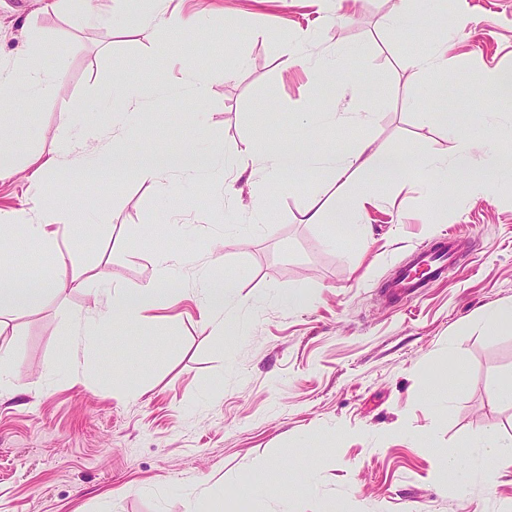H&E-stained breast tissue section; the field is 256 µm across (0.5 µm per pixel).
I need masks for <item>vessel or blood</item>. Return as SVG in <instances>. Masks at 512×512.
<instances>
[{"instance_id":"obj_1","label":"vessel or blood","mask_w":512,"mask_h":512,"mask_svg":"<svg viewBox=\"0 0 512 512\" xmlns=\"http://www.w3.org/2000/svg\"><path fill=\"white\" fill-rule=\"evenodd\" d=\"M462 252V240L452 236L413 251L387 281L386 294L400 302L413 300L425 288L447 278Z\"/></svg>"}]
</instances>
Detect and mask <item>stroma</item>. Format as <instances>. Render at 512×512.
<instances>
[{
    "label": "stroma",
    "instance_id": "1",
    "mask_svg": "<svg viewBox=\"0 0 512 512\" xmlns=\"http://www.w3.org/2000/svg\"><path fill=\"white\" fill-rule=\"evenodd\" d=\"M476 25L447 23L448 66L417 75L412 55L436 34L434 0H414L420 24L398 31L395 0H167L168 12L205 16L204 32L174 38L162 25L107 29L76 12L44 13L39 0H0V65L29 36L61 97L27 103L7 147L49 152L62 118L98 127L114 156L149 151L159 178L126 177L88 190L69 175L72 212L57 246L72 251L87 288L0 315V512H512V466L492 484L449 469V454L512 438V401L498 392L512 374V317L496 329L483 313L512 305V175L487 194L455 176L429 204L415 174L396 189L355 175L347 192L370 190L366 239L335 243L324 225L302 223L310 207L332 208L338 184L299 173L268 187L243 172L225 183L215 166L189 178L177 159L197 148L230 157L244 143L307 142L301 108L368 105L369 125L321 129L315 149L343 150L368 138L411 155H446L448 131L422 115L446 98L452 112L499 107L481 85L488 69H512V0H447ZM238 19L224 25L225 15ZM175 42L180 65L205 73L241 64L203 101L158 93L152 56ZM339 55L337 78L285 68L283 47ZM134 81L145 110L124 136V100ZM377 83L383 93L364 100ZM90 234H83V224ZM469 242L463 260L403 305L381 289L417 247L448 233ZM181 256V284L152 321H113L105 347L76 349V317L104 300L102 282L139 287L156 276L155 255ZM235 283L241 300L230 332L204 327L196 298L207 272ZM454 378L441 376L449 349ZM260 483L261 492L243 490Z\"/></svg>",
    "mask_w": 512,
    "mask_h": 512
}]
</instances>
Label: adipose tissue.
<instances>
[{"label": "adipose tissue", "instance_id": "ef3b65f1", "mask_svg": "<svg viewBox=\"0 0 512 512\" xmlns=\"http://www.w3.org/2000/svg\"><path fill=\"white\" fill-rule=\"evenodd\" d=\"M47 9L55 12L82 10L90 13L96 23L111 22L114 14L134 13L132 0H48ZM63 83L56 73L47 71L38 61L35 49L22 53L11 65L0 68V129L14 116L13 105L19 90H26L36 98H55L62 91ZM428 120L450 132L454 138L452 152L446 156H429L417 161L399 149H384L375 146L372 140L360 139L337 153H317L303 143H292L281 148L274 144L257 146L245 144L236 149L235 160L239 169L260 164L261 169L273 183L283 182L285 176L311 169L331 172L336 181L347 182L352 175L363 173L372 179L399 187L418 170L428 174L430 181H437L447 172L455 173L469 183L475 193L487 190V176L495 175V168L479 174L475 161L481 149L479 142L467 132L468 121L462 113L449 111L447 104H440L427 114ZM75 158L76 169L89 178L98 179L108 175L130 172L144 179L159 177V170L139 159L116 161L111 152L99 147L92 132L80 131L63 125L52 156H31L27 162V180L32 190L34 204L26 210H0V246L20 241L51 251L57 245L60 224L68 220V211L62 206L46 207L44 190L45 172L60 168L66 158ZM372 193H365L363 200L351 195L339 197L334 215L321 209H308L302 221L306 224H328L332 236H341L352 241L363 240L365 226L361 222L364 202L372 201ZM182 260L179 256L164 251L156 255L155 280L134 288L108 290L106 306L99 313L77 319L72 343L86 348L103 346L105 329L112 318L120 317L138 323L157 306L161 292L176 284V272ZM86 282L67 273L64 256H57L51 270L39 272L31 277H20L10 264L0 261V312L26 310L34 307L45 297L65 290L78 291ZM238 302L232 282L216 285L207 282L199 299L205 327L213 334H223L235 319Z\"/></svg>", "mask_w": 512, "mask_h": 512}]
</instances>
